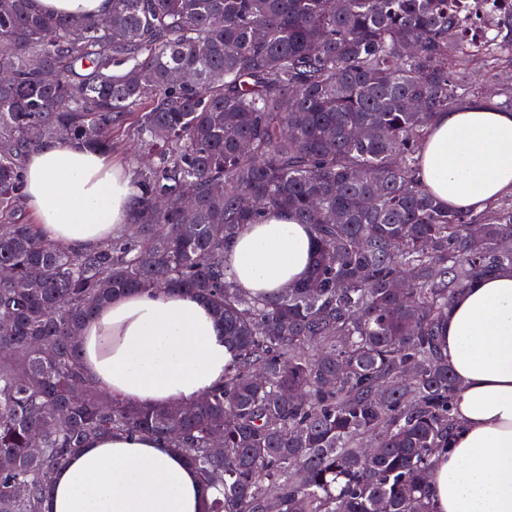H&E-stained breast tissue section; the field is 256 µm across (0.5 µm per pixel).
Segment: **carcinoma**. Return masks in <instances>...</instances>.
<instances>
[{"label":"carcinoma","mask_w":512,"mask_h":512,"mask_svg":"<svg viewBox=\"0 0 512 512\" xmlns=\"http://www.w3.org/2000/svg\"><path fill=\"white\" fill-rule=\"evenodd\" d=\"M471 2L112 0L104 22L0 0V512H44L55 472L117 432L183 454L218 491L210 512H434L456 428L448 307L512 268V198L443 207L421 179L435 115L498 79L497 49L462 32L512 48V0ZM128 133L148 156L135 235L75 252L13 221L31 150ZM278 211L310 225L312 266L251 295L225 252ZM142 289L201 295L235 350L190 415L85 379L82 327Z\"/></svg>","instance_id":"cac0c4a2"}]
</instances>
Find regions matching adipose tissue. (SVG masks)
Masks as SVG:
<instances>
[{"label":"adipose tissue","instance_id":"adipose-tissue-1","mask_svg":"<svg viewBox=\"0 0 512 512\" xmlns=\"http://www.w3.org/2000/svg\"><path fill=\"white\" fill-rule=\"evenodd\" d=\"M421 176L445 205L474 212L512 192V113L476 101L437 113ZM27 206L47 239L73 251L126 231L130 172L73 142L30 151ZM314 242L285 212L247 225L227 251L238 285L269 294L307 274ZM458 381V427L428 483L434 512H512V269L477 280L448 308L444 336ZM86 377L141 405L189 404L224 383V326L184 291L114 297L78 338ZM214 497L177 450L154 437L91 440L59 469L45 512H207Z\"/></svg>","mask_w":512,"mask_h":512}]
</instances>
